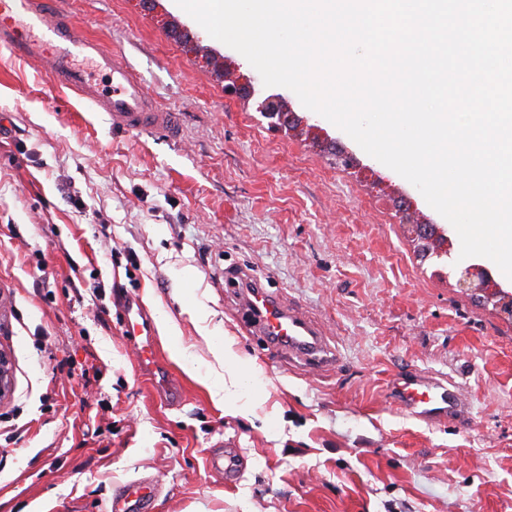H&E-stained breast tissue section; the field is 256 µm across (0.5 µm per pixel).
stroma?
Returning a JSON list of instances; mask_svg holds the SVG:
<instances>
[{"mask_svg": "<svg viewBox=\"0 0 512 512\" xmlns=\"http://www.w3.org/2000/svg\"><path fill=\"white\" fill-rule=\"evenodd\" d=\"M78 24L124 54L182 133L112 130L0 48V512H102L146 479L151 512H512V320L458 287L460 240L407 180L305 108L329 146L271 127L226 94L201 55L255 70L160 0H68ZM359 168L338 166L333 148ZM443 227L422 258L397 198ZM244 265L325 325L337 368L267 357L233 310L226 268ZM156 326L184 396L160 401L121 334L120 302ZM218 327L258 384L237 406L203 337ZM191 357L208 381L185 371ZM447 377L465 425L427 424L391 398L397 375ZM236 444L233 484L210 458Z\"/></svg>", "mask_w": 512, "mask_h": 512, "instance_id": "obj_1", "label": "stroma"}]
</instances>
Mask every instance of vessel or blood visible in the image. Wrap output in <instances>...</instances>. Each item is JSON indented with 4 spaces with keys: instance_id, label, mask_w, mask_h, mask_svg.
<instances>
[{
    "instance_id": "1",
    "label": "vessel or blood",
    "mask_w": 512,
    "mask_h": 512,
    "mask_svg": "<svg viewBox=\"0 0 512 512\" xmlns=\"http://www.w3.org/2000/svg\"><path fill=\"white\" fill-rule=\"evenodd\" d=\"M0 48L23 62L39 65L55 88L105 113L113 129L159 133L172 140L181 134L177 113L159 108L122 57L84 31L63 0H0ZM81 57L92 60L93 70L76 66ZM230 286L237 289L238 305L250 316L252 333L262 338L268 354L296 357L317 370L337 366L338 355L326 331L297 305L272 295L244 269L235 274ZM122 324L127 343L138 355L140 372L154 381L162 399L179 402L177 380L159 368L154 322L137 299L126 301ZM391 394L400 409L417 420L464 421V402L457 385L439 375L416 372L401 378ZM211 465L231 480L242 466V457L229 444L223 457ZM155 491V485L145 480L130 483L113 496L112 512H147Z\"/></svg>"
}]
</instances>
